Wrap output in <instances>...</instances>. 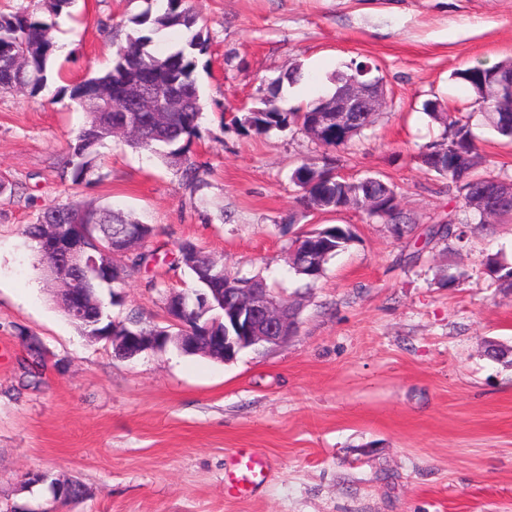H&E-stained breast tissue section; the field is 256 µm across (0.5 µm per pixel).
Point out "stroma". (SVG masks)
I'll list each match as a JSON object with an SVG mask.
<instances>
[{"instance_id": "1", "label": "stroma", "mask_w": 512, "mask_h": 512, "mask_svg": "<svg viewBox=\"0 0 512 512\" xmlns=\"http://www.w3.org/2000/svg\"><path fill=\"white\" fill-rule=\"evenodd\" d=\"M210 37L194 78L203 103L192 157L207 186L193 194L162 154L115 140L101 150L105 178L83 199L153 225L157 259L130 272L114 317L140 312L166 326L162 289L190 281L178 264L189 241L226 271L262 276L298 308V332L229 362L176 348L124 359L67 318L22 233L69 190L59 171L84 108L64 83L106 71L144 0H74L57 17L45 89L0 94V512H512V288L487 271L512 266V220L480 223L419 155L442 127L426 101L470 117L491 177L512 180V144L490 126L454 70L512 59V0H191ZM378 67L386 106L338 148L296 127L265 135L231 113L301 67L292 109L334 91L351 59ZM331 162L346 178L394 185L410 222L403 237L358 209L309 212L293 183L301 163ZM461 222L463 240H431ZM351 226L354 238L306 283L288 263L303 232ZM459 278L448 286V275ZM44 358L24 373V335ZM239 448L265 457L262 484L224 490ZM76 479L89 496L54 505L28 472Z\"/></svg>"}]
</instances>
